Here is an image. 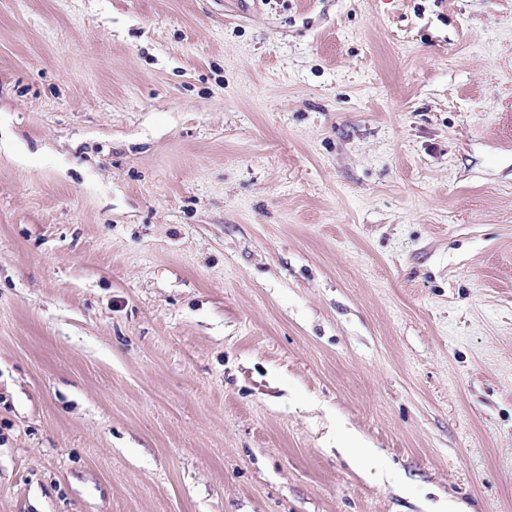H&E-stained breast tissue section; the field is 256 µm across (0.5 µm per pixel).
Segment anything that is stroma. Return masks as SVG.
<instances>
[{"mask_svg": "<svg viewBox=\"0 0 512 512\" xmlns=\"http://www.w3.org/2000/svg\"><path fill=\"white\" fill-rule=\"evenodd\" d=\"M455 505L512 512V0H0V512Z\"/></svg>", "mask_w": 512, "mask_h": 512, "instance_id": "1", "label": "stroma"}]
</instances>
